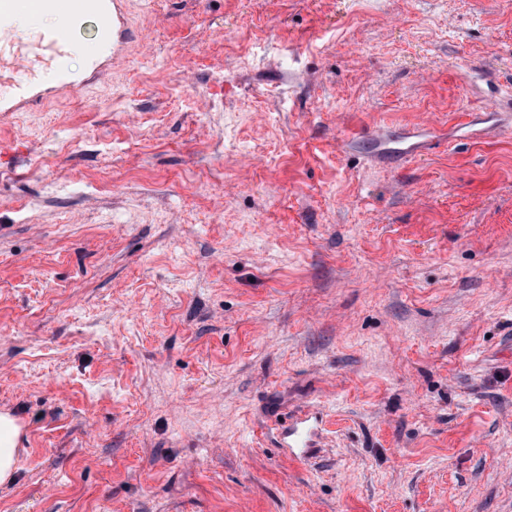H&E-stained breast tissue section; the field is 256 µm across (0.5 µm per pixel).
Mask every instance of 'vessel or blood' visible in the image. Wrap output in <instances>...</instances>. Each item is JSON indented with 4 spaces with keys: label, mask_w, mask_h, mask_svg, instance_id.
Returning <instances> with one entry per match:
<instances>
[{
    "label": "vessel or blood",
    "mask_w": 512,
    "mask_h": 512,
    "mask_svg": "<svg viewBox=\"0 0 512 512\" xmlns=\"http://www.w3.org/2000/svg\"><path fill=\"white\" fill-rule=\"evenodd\" d=\"M38 11L65 19V26L40 27L29 41L16 38L19 17ZM99 21L98 48L86 84L92 85L111 74L116 60L139 38L129 24L125 0H0V73L8 74L24 67L26 78L14 80L0 88V112H26L43 104L48 98L66 96L77 87L60 64L69 54L87 16ZM319 434L316 417L296 418L283 434L286 447H314Z\"/></svg>",
    "instance_id": "1"
}]
</instances>
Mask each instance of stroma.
<instances>
[{
  "label": "stroma",
  "instance_id": "stroma-1",
  "mask_svg": "<svg viewBox=\"0 0 512 512\" xmlns=\"http://www.w3.org/2000/svg\"><path fill=\"white\" fill-rule=\"evenodd\" d=\"M127 13L0 115V512H512V0ZM21 425L8 411L0 413V484L9 483L17 469ZM318 434L317 417L304 414L283 433V442L287 448H302L305 452L307 448H314Z\"/></svg>",
  "mask_w": 512,
  "mask_h": 512
}]
</instances>
